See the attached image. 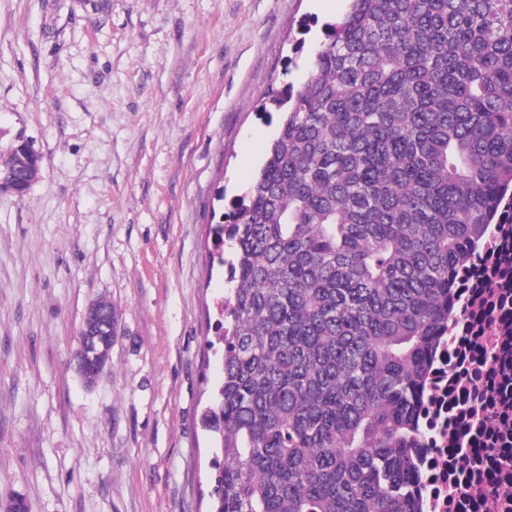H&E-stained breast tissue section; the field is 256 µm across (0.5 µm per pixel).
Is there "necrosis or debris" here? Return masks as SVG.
Masks as SVG:
<instances>
[{
    "label": "necrosis or debris",
    "mask_w": 512,
    "mask_h": 512,
    "mask_svg": "<svg viewBox=\"0 0 512 512\" xmlns=\"http://www.w3.org/2000/svg\"><path fill=\"white\" fill-rule=\"evenodd\" d=\"M414 454L419 512H512V220L456 276Z\"/></svg>",
    "instance_id": "4bbe7bcc"
}]
</instances>
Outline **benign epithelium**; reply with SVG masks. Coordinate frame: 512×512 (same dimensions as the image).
<instances>
[{"label": "benign epithelium", "mask_w": 512, "mask_h": 512, "mask_svg": "<svg viewBox=\"0 0 512 512\" xmlns=\"http://www.w3.org/2000/svg\"><path fill=\"white\" fill-rule=\"evenodd\" d=\"M112 335V318L109 311L99 305L89 307L79 332L77 356V371L85 383H95L102 374Z\"/></svg>", "instance_id": "7a95c632"}]
</instances>
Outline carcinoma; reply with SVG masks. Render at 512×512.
<instances>
[{
  "mask_svg": "<svg viewBox=\"0 0 512 512\" xmlns=\"http://www.w3.org/2000/svg\"><path fill=\"white\" fill-rule=\"evenodd\" d=\"M219 240L213 512H418L458 269L512 210V0H351Z\"/></svg>",
  "mask_w": 512,
  "mask_h": 512,
  "instance_id": "1",
  "label": "carcinoma"
}]
</instances>
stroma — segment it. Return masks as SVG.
Returning a JSON list of instances; mask_svg holds the SVG:
<instances>
[{"label":"stroma","mask_w":512,"mask_h":512,"mask_svg":"<svg viewBox=\"0 0 512 512\" xmlns=\"http://www.w3.org/2000/svg\"><path fill=\"white\" fill-rule=\"evenodd\" d=\"M348 0H0V512H209L230 294L216 215L253 184ZM110 360L75 370L88 305Z\"/></svg>","instance_id":"obj_1"}]
</instances>
